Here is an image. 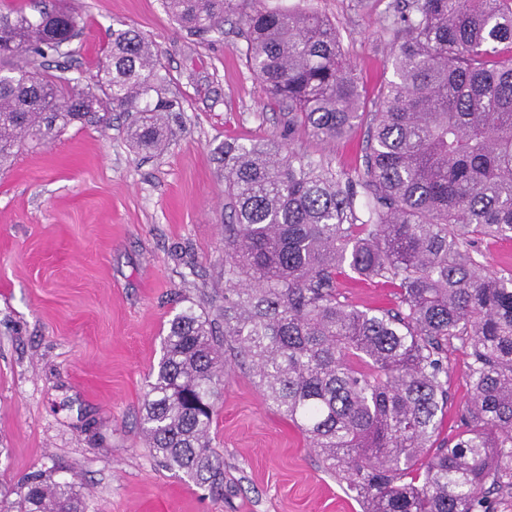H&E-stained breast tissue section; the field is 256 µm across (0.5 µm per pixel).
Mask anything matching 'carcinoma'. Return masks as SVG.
<instances>
[{
  "instance_id": "carcinoma-1",
  "label": "carcinoma",
  "mask_w": 512,
  "mask_h": 512,
  "mask_svg": "<svg viewBox=\"0 0 512 512\" xmlns=\"http://www.w3.org/2000/svg\"><path fill=\"white\" fill-rule=\"evenodd\" d=\"M261 0H162L192 36L244 30L245 59L272 102L330 142L369 116L357 179L270 139L224 141V305L169 322L141 415L159 463L224 490L210 431L224 344L363 512H488L512 498V270L478 260L512 237V0H398L394 79L375 112L336 26ZM83 30L69 7L0 13V169L25 137L49 143L112 113L140 154L163 152L185 104L138 30H112L98 97L65 57ZM351 276L396 288L397 308L340 300ZM469 350L464 429L437 443L448 407V344ZM16 512H86L72 482L33 474Z\"/></svg>"
}]
</instances>
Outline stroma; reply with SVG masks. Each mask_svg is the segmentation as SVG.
Here are the masks:
<instances>
[{"mask_svg":"<svg viewBox=\"0 0 512 512\" xmlns=\"http://www.w3.org/2000/svg\"><path fill=\"white\" fill-rule=\"evenodd\" d=\"M83 15L72 64L94 87L110 29L152 42L187 100L185 129L158 156L135 153L123 128L74 125L20 148L0 172V488L41 472L75 481L86 512H361L304 437L233 365L211 429L224 492L159 465L140 430L148 376L168 323L224 293L225 140L280 135L287 115L249 70L233 24L202 41L161 0H76ZM337 28L361 78L365 109L392 80L395 0H288ZM365 124L322 143L296 132L289 148L346 176L362 166ZM341 301L397 305L395 288L340 278ZM440 440L461 430L470 398L467 350L449 354Z\"/></svg>","mask_w":512,"mask_h":512,"instance_id":"1","label":"stroma"}]
</instances>
